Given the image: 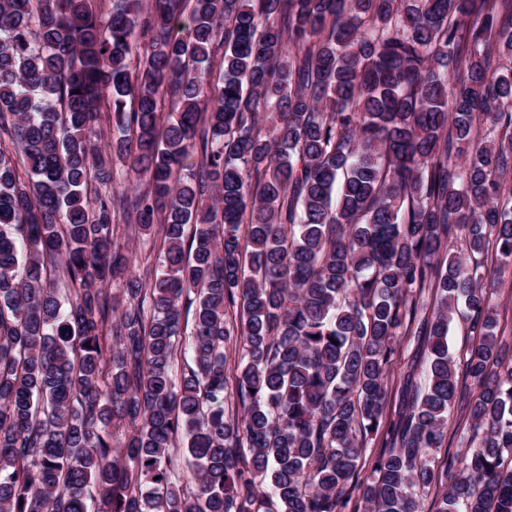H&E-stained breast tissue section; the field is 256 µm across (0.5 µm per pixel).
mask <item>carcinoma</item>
Returning a JSON list of instances; mask_svg holds the SVG:
<instances>
[{"label": "carcinoma", "mask_w": 512, "mask_h": 512, "mask_svg": "<svg viewBox=\"0 0 512 512\" xmlns=\"http://www.w3.org/2000/svg\"><path fill=\"white\" fill-rule=\"evenodd\" d=\"M509 266L512 0H0V512H512ZM112 179L107 184H98L95 180L90 179L89 188L93 192L102 197L113 195H133L136 191L133 188V173L129 167V163L125 158L114 156L110 162ZM121 245L126 244L124 254L128 259V275L134 276L139 275L142 268L140 267V258L144 252L149 253L152 251V262L156 261L158 253L160 251L159 240L155 242L153 233L147 236L136 238L134 241L127 244V239L120 240ZM511 280L512 278L510 276L509 270V272L506 274L505 284L494 292L492 300L493 304L495 305V309L498 312L500 327L509 336H512L510 335L512 334V283L510 284ZM411 353H412V349L409 348L407 350V346H406V344H404L400 355L395 358V360L390 364V366L388 368L387 382H388V387H389V399H390V395L392 396V400L390 402V407L392 404V408L396 401L394 393L399 385V382H400L403 374L407 372V370L409 369V366L411 364V360H412ZM460 420V414L457 410L448 418V429L447 437L442 448H439L436 452V458H438V465L443 467L448 462V453L450 455H460L464 452L465 448H461L460 432L465 423L458 430Z\"/></svg>", "instance_id": "cac0c4a2"}]
</instances>
